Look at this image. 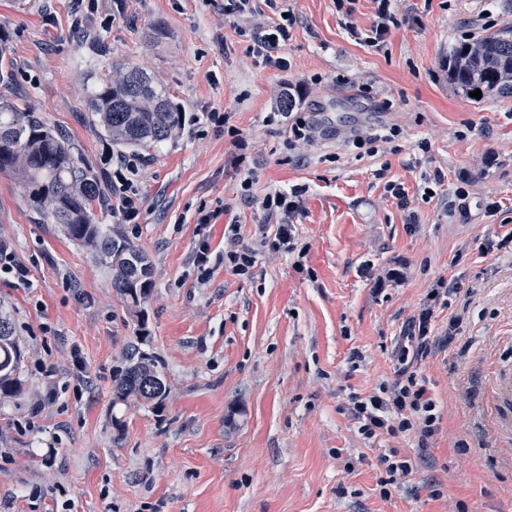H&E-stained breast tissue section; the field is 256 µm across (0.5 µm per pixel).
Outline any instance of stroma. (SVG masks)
I'll list each match as a JSON object with an SVG mask.
<instances>
[{
    "instance_id": "obj_1",
    "label": "stroma",
    "mask_w": 512,
    "mask_h": 512,
    "mask_svg": "<svg viewBox=\"0 0 512 512\" xmlns=\"http://www.w3.org/2000/svg\"><path fill=\"white\" fill-rule=\"evenodd\" d=\"M284 3L293 25L281 71L256 64L224 0H125L119 11L113 0H0L12 72L0 95L37 112L98 174L101 223L113 221L121 151L87 121L81 37L104 36L112 60L148 70L185 115L133 178L141 209L125 231L152 264L140 306L85 248L35 223L19 185L0 177V245L31 274L27 285L0 278L28 382L0 404L10 455L0 512H512V443L487 402L494 373L512 367V253L483 249L512 225V98L456 94L444 67L456 43L511 26L512 0H396L377 49L357 39L375 0L349 15L336 0ZM289 89L320 124L312 142L275 113ZM214 111L226 127L208 121ZM380 125L396 136L348 147L351 127ZM234 130L248 143L239 165ZM295 186V249L271 248L277 223L262 201ZM235 236L256 250L246 275L224 265ZM204 243L203 283L193 256ZM388 268L400 281L378 286L374 272ZM441 278L471 292L436 309L440 329L462 314L461 335L422 363L441 431L424 451L409 433L364 438L348 398L391 378L392 345ZM138 336L170 392L162 411L122 409L120 433L112 371ZM74 353L92 387L69 372ZM393 450L414 470L385 500L380 459Z\"/></svg>"
}]
</instances>
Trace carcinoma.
I'll return each mask as SVG.
<instances>
[{"mask_svg":"<svg viewBox=\"0 0 512 512\" xmlns=\"http://www.w3.org/2000/svg\"><path fill=\"white\" fill-rule=\"evenodd\" d=\"M448 82L464 96L512 97V27L452 48ZM87 111L96 131L131 154L164 143L184 127L182 111L143 68L114 63L84 72ZM0 173L14 176L40 224H56L112 274L113 290L137 307L149 299L152 266L118 227L98 223L97 178L72 147L36 113L0 97ZM112 373V408L140 402L159 410L169 395L165 367L130 344ZM22 351L10 315L0 312V402L25 392Z\"/></svg>","mask_w":512,"mask_h":512,"instance_id":"cac0c4a2","label":"carcinoma"}]
</instances>
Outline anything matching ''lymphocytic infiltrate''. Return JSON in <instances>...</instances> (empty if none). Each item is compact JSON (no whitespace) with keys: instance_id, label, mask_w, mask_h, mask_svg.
Segmentation results:
<instances>
[{"instance_id":"obj_1","label":"lymphocytic infiltrate","mask_w":512,"mask_h":512,"mask_svg":"<svg viewBox=\"0 0 512 512\" xmlns=\"http://www.w3.org/2000/svg\"><path fill=\"white\" fill-rule=\"evenodd\" d=\"M291 22L288 16L278 22H251L250 51L258 63L278 70L286 69L288 62L280 56L279 50L288 41ZM138 169L134 159L121 157L117 159L113 173V210L125 224L137 223L139 217L138 202L128 193V177ZM299 196V189L294 188L287 192L277 191L264 198L266 217L279 220L274 248L291 245L292 223L300 208ZM453 293V288L445 281H437L432 297L428 298L417 316L409 319L405 336L400 337L391 351L393 379L380 383L377 392L370 395L363 397L355 393L350 396L351 413L359 424V433L365 438L408 432L415 436L419 448L426 449L438 434L441 421L438 404L419 366L431 354L449 347L456 339L449 329L439 335L434 332L435 308L447 305Z\"/></svg>"}]
</instances>
